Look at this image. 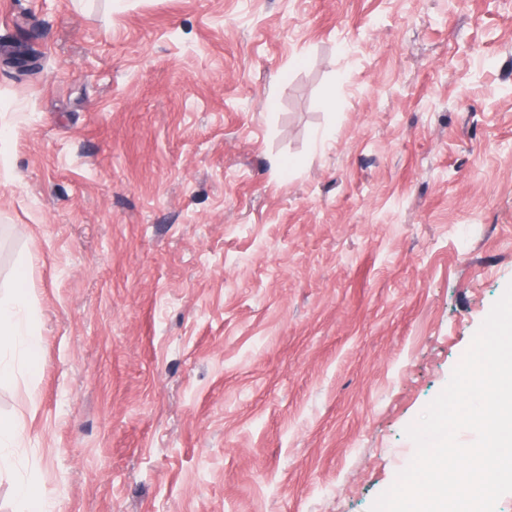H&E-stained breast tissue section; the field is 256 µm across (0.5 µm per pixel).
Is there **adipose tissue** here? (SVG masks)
Returning a JSON list of instances; mask_svg holds the SVG:
<instances>
[{"mask_svg": "<svg viewBox=\"0 0 512 512\" xmlns=\"http://www.w3.org/2000/svg\"><path fill=\"white\" fill-rule=\"evenodd\" d=\"M10 360L0 359V380L12 378L17 369L32 366L39 343L32 332L30 302L22 285H15L10 297L0 300V351Z\"/></svg>", "mask_w": 512, "mask_h": 512, "instance_id": "obj_1", "label": "adipose tissue"}]
</instances>
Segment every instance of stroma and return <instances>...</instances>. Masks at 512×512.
<instances>
[{
	"instance_id": "35a3bbf8",
	"label": "stroma",
	"mask_w": 512,
	"mask_h": 512,
	"mask_svg": "<svg viewBox=\"0 0 512 512\" xmlns=\"http://www.w3.org/2000/svg\"><path fill=\"white\" fill-rule=\"evenodd\" d=\"M18 279L55 512H370L512 284V0H0Z\"/></svg>"
}]
</instances>
